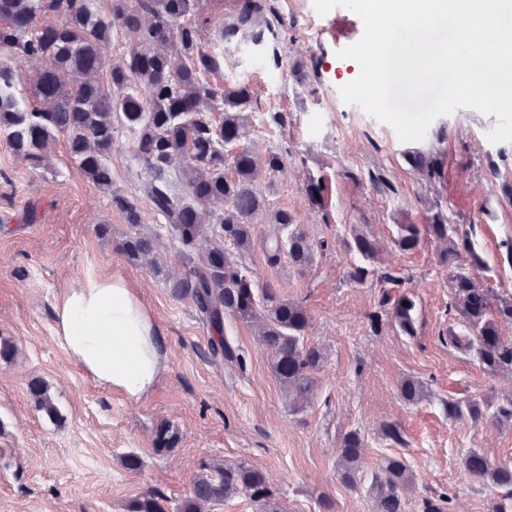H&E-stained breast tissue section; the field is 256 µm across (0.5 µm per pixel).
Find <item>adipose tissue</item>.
Here are the masks:
<instances>
[{
	"mask_svg": "<svg viewBox=\"0 0 512 512\" xmlns=\"http://www.w3.org/2000/svg\"><path fill=\"white\" fill-rule=\"evenodd\" d=\"M54 339L94 382L132 400L149 394L165 368L161 332L120 277L66 288L54 307Z\"/></svg>",
	"mask_w": 512,
	"mask_h": 512,
	"instance_id": "1",
	"label": "adipose tissue"
}]
</instances>
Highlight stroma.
Masks as SVG:
<instances>
[{
    "label": "stroma",
    "instance_id": "stroma-1",
    "mask_svg": "<svg viewBox=\"0 0 512 512\" xmlns=\"http://www.w3.org/2000/svg\"><path fill=\"white\" fill-rule=\"evenodd\" d=\"M274 6L286 22L278 34L285 58L308 66L307 82L262 62L246 41L225 44L224 79L252 84L258 115L288 118L281 127L253 124L256 149L278 152L286 162L277 172L259 170L255 184L269 210L295 216L313 258L302 269L285 256L269 265L263 242L278 227L260 216L251 249L237 260L310 316L306 340L324 359L308 403L292 410L257 327L228 316L216 332L191 299L171 295L166 278L181 271V255L140 191L130 130L117 129L110 166L114 189L141 212L135 228L74 164L66 134L54 133L37 167L0 136V338L17 346L13 360H0V512H127L150 491L162 495L166 512H178L203 465L213 461L260 470L285 512H375L370 479L391 455L404 457L411 475L402 493L405 512H423L429 502L441 512H495L512 496L463 475L474 449L512 467V424L453 421L443 407L451 395L495 409L512 406V374L489 373L474 354L448 343V326L459 316L449 309L441 244L423 240L410 252L393 244L397 222L424 223L429 207L440 205L475 241L489 286L512 298V268L501 263L502 244L512 239V201L502 190L512 181V142L490 143L497 117L472 108L437 118L417 144L443 162L441 184L430 185L407 164L408 145L389 124L340 97L350 62L337 57V47L359 40L361 19L350 11L318 15L313 0ZM311 174L329 185L327 212L306 197ZM100 224L108 225L107 235L98 234ZM355 228L379 241L380 263L400 272L414 295V335L387 320L372 327L379 289L374 279L350 277L354 259L342 245ZM135 232L154 239L155 263L119 249ZM109 275L138 290L164 340L166 369L138 400L93 382L53 339L62 291L75 280ZM221 334L244 351L245 368L211 356L210 344ZM408 378L424 385L422 400L402 399ZM37 379L49 385L59 419L49 420L31 399ZM385 422L398 425L402 443L382 438ZM165 423L180 439L160 455L153 435ZM351 430L366 442L356 488L338 475L340 442ZM129 453L142 459L140 470L125 468Z\"/></svg>",
    "mask_w": 512,
    "mask_h": 512
}]
</instances>
